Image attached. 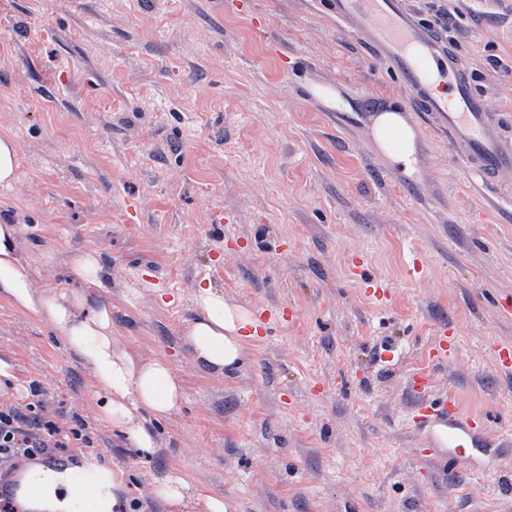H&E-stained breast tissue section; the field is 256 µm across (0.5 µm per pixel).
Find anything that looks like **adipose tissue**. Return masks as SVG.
<instances>
[{
  "label": "adipose tissue",
  "mask_w": 512,
  "mask_h": 512,
  "mask_svg": "<svg viewBox=\"0 0 512 512\" xmlns=\"http://www.w3.org/2000/svg\"><path fill=\"white\" fill-rule=\"evenodd\" d=\"M371 130L381 156L391 165L413 172L417 134L400 110L392 106L378 112ZM16 238V225L0 224V296L54 325L100 384L103 419L126 435L135 448L150 452L155 434L146 417H165L181 398L169 363L159 358L140 363L115 346L109 301L92 302L81 294L36 288L20 266ZM197 305L198 313L187 330L195 361L211 372L237 371L245 357L244 329L253 322L251 311L205 287L198 292ZM32 479L38 486L33 507L40 512H76L78 500L68 474L40 470Z\"/></svg>",
  "instance_id": "1"
}]
</instances>
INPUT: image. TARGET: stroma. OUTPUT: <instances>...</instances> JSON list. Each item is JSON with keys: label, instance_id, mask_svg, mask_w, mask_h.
Listing matches in <instances>:
<instances>
[{"label": "stroma", "instance_id": "obj_1", "mask_svg": "<svg viewBox=\"0 0 512 512\" xmlns=\"http://www.w3.org/2000/svg\"><path fill=\"white\" fill-rule=\"evenodd\" d=\"M0 0V135L18 148L0 224L42 290L86 292L75 257L109 275L112 337L169 362L181 387L142 453L100 417V386L45 321L0 299V403L79 415L107 448L117 512H512V471L445 476L417 460L405 372L512 420V342L492 297L512 295L507 186L476 187L446 135L324 0ZM470 14L456 49L512 146V0ZM338 91L329 106L312 86ZM399 107L413 174L377 152L369 116ZM421 272L409 273L412 257ZM155 276L148 284L147 276ZM390 286L378 306L368 281ZM295 323L257 330L231 376L185 340L198 286ZM458 352L424 356L442 325ZM192 496L153 490L171 474Z\"/></svg>", "mask_w": 512, "mask_h": 512}]
</instances>
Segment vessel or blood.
<instances>
[{
    "label": "vessel or blood",
    "instance_id": "1",
    "mask_svg": "<svg viewBox=\"0 0 512 512\" xmlns=\"http://www.w3.org/2000/svg\"><path fill=\"white\" fill-rule=\"evenodd\" d=\"M338 22L352 25L378 59L393 72L421 111L436 119L448 136L455 159L475 174L479 185L495 182L512 172V151L502 146L500 123L487 112L483 98L472 88L469 74L455 47L432 29L422 26L405 0H328ZM447 94L435 92L436 85ZM457 348L448 328L426 350L430 363L447 360ZM432 377L428 370L414 369L406 385L414 401L410 422L425 440L422 462L441 471L473 470L484 464L512 458V427H495L484 413L465 409L455 393L429 398ZM116 471L94 463L74 471L81 489L99 492L115 479ZM34 496L35 486L15 471L0 470V491Z\"/></svg>",
    "mask_w": 512,
    "mask_h": 512
}]
</instances>
